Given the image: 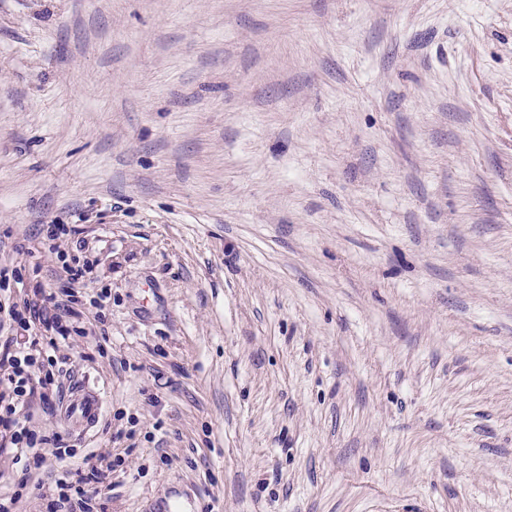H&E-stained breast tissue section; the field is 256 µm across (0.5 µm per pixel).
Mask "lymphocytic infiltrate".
<instances>
[{"label": "lymphocytic infiltrate", "mask_w": 512, "mask_h": 512, "mask_svg": "<svg viewBox=\"0 0 512 512\" xmlns=\"http://www.w3.org/2000/svg\"><path fill=\"white\" fill-rule=\"evenodd\" d=\"M77 302L72 288L60 292L40 282L29 287L23 302L0 299V447L24 462L13 488L0 493V512H14L23 496L35 492L32 476L46 464L45 448L59 460L74 454L61 434H42L33 415L55 411L62 402L66 360L58 351L85 334ZM121 464L86 454L82 466L56 479L47 512H99Z\"/></svg>", "instance_id": "lymphocytic-infiltrate-1"}]
</instances>
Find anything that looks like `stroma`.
Here are the masks:
<instances>
[{
  "mask_svg": "<svg viewBox=\"0 0 512 512\" xmlns=\"http://www.w3.org/2000/svg\"><path fill=\"white\" fill-rule=\"evenodd\" d=\"M45 224L104 512H512V0H0L13 297ZM102 402L100 396L87 387L73 386L71 395L62 412L73 425L85 428L94 426L100 417ZM151 510L149 512H205L206 508L203 501L184 499L179 493L172 491L156 500Z\"/></svg>",
  "mask_w": 512,
  "mask_h": 512,
  "instance_id": "obj_1",
  "label": "stroma"
}]
</instances>
